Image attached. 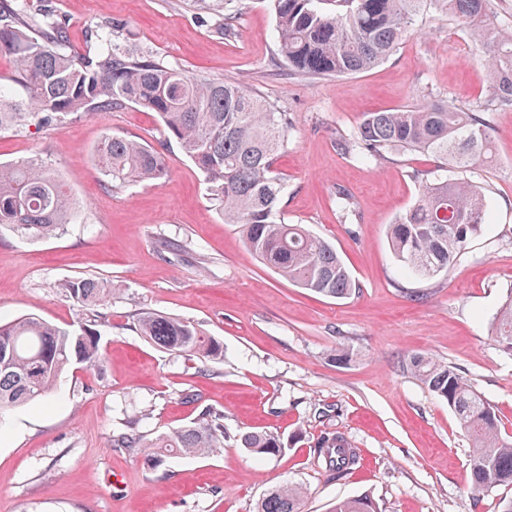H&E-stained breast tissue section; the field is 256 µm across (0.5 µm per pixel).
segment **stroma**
<instances>
[{
	"label": "stroma",
	"instance_id": "stroma-1",
	"mask_svg": "<svg viewBox=\"0 0 512 512\" xmlns=\"http://www.w3.org/2000/svg\"><path fill=\"white\" fill-rule=\"evenodd\" d=\"M213 2L47 0L70 50L88 51L117 23L122 43L187 73L241 83L287 113L275 164L286 183L280 215L336 248L356 293L325 298L263 265L156 113L128 105L1 132L0 163L42 161L82 210L55 238L0 232V320L37 314L76 324L60 291L69 279L115 291L96 323L101 364L72 365L47 399L0 414V512H254L288 482L305 490L302 512L362 496L378 512H498L512 487H474L455 413L408 368L418 355L455 366L512 433V354L492 333L512 292V108L491 104L483 46L468 24L433 8L372 70L298 77L278 55L269 0ZM427 101L482 111L494 155L463 174L484 188L488 224L448 271L417 280L401 276L387 231L439 159L392 150L364 164L337 143L353 138L365 113ZM109 134L161 152L165 179L108 181L93 156ZM340 189L349 211L336 206ZM145 310L199 323L223 341V362L156 347L135 326ZM341 350L349 361H336ZM207 410L224 415L218 454L173 456L154 470L145 451L112 444L121 433L158 436ZM336 431L361 456L341 479L316 448ZM250 432L277 436L280 455L259 459L241 448Z\"/></svg>",
	"mask_w": 512,
	"mask_h": 512
}]
</instances>
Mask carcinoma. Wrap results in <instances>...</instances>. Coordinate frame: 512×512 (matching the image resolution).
Instances as JSON below:
<instances>
[{
	"instance_id": "carcinoma-1",
	"label": "carcinoma",
	"mask_w": 512,
	"mask_h": 512,
	"mask_svg": "<svg viewBox=\"0 0 512 512\" xmlns=\"http://www.w3.org/2000/svg\"><path fill=\"white\" fill-rule=\"evenodd\" d=\"M278 54L293 75L346 76L386 60L412 31L415 19L434 6L472 23L485 46L481 58L493 102L512 107V32L502 28L489 0H272ZM119 25L96 35L93 52L66 49L65 24L45 12L31 14L27 0H0V48L15 57L9 83L0 82V131L61 121L86 112L136 105L155 112L168 136L201 171L224 223L239 225L246 244L275 273L321 296L343 299L355 292L336 249L300 224L281 220L278 205L284 181L273 170L284 146L288 116L236 82L189 75L154 54L118 43ZM22 90L18 98L15 88ZM489 127L472 112L449 103L427 102L368 112L355 133L358 159L370 163L388 150L426 153L456 170L483 160ZM96 166L114 182H159L167 175L162 154L136 139L106 136ZM481 187L446 176L419 188L414 205L388 228V241L403 272L432 279L456 263L468 241L487 221ZM76 203L65 184L45 165L30 160L0 165V229L31 240L54 236L75 222ZM61 288L80 311L92 313L112 289L89 278ZM495 337L512 351V295L494 317ZM137 329L167 351L198 353L224 361V343L200 326L159 311L137 317ZM102 361L100 338L83 322L68 328L34 315L0 322V413L47 397L74 362ZM409 369L448 403L471 441L476 488L512 486V436L501 430L494 406L453 366L415 356ZM224 415L207 411L196 421L147 439L123 433L121 448H145L157 469L170 454L207 457L224 449ZM249 453L275 457L282 444L269 434L240 437ZM325 468L341 479L358 463V453L341 433L318 442ZM302 486L286 483L269 490L255 512H301ZM331 512H377L368 497L336 501Z\"/></svg>"
}]
</instances>
